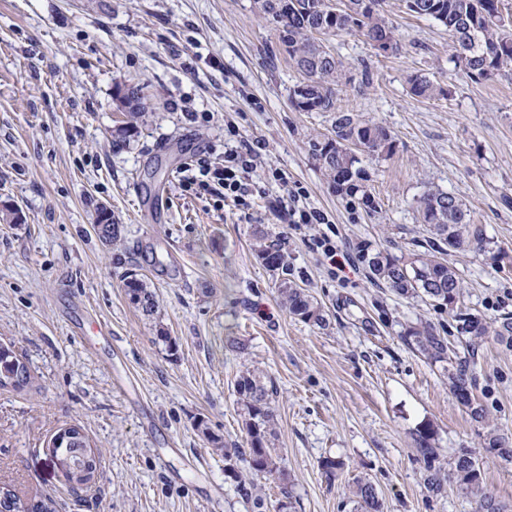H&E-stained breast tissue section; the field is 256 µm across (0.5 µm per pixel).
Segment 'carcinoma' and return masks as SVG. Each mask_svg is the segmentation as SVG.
I'll return each instance as SVG.
<instances>
[{
	"label": "carcinoma",
	"mask_w": 512,
	"mask_h": 512,
	"mask_svg": "<svg viewBox=\"0 0 512 512\" xmlns=\"http://www.w3.org/2000/svg\"><path fill=\"white\" fill-rule=\"evenodd\" d=\"M404 7L419 16L431 18L448 29L452 42L451 61L470 77L490 80L512 71V16L502 13V0H403ZM382 0H349L346 8L336 0H256L258 13L274 25L278 32L279 49L288 55L289 62L303 75L295 84L290 98L298 112H329L331 131L308 141L309 152L318 163L331 187L338 193L354 197L362 193L363 204L374 207V199L363 192L368 180L361 158L352 150L358 140L368 148L370 160L391 155L395 140L383 125L365 120L357 114L344 112L337 106L334 85L341 78L340 62L317 38L319 34L357 32L367 40L393 39L392 28L380 14ZM410 93L432 98L444 93L423 75L408 79ZM120 100L128 110L130 121L116 129L112 147L125 145L135 130L134 119L146 108L144 97L135 85L118 89ZM416 210L421 223L430 234V250L409 257L387 251L361 250L362 262L370 277L388 285L396 294L418 298L440 309L455 310L457 333L465 338L466 351L473 352L479 341L488 335L507 348H512V317L488 322L481 316L456 309L462 283L447 256L453 253L479 250L491 252V241L484 226L473 223L470 209L457 196L429 188L417 199ZM255 254L259 263L272 272L288 269L287 255L281 243L258 229L254 232ZM125 290L136 309L147 317L158 312L153 290L147 288L143 275L132 270L127 273ZM278 294L288 314L304 323L319 327L327 324L322 305L310 292L282 279ZM401 338L412 351L423 356L448 378L452 395L468 391L463 403L472 419L481 422L485 411L474 395L475 384L468 370L467 357L450 347L427 321L404 329ZM17 363L21 367L19 387H25L30 371L14 356L10 348L0 350V373ZM237 404L243 411L245 447H230L209 435L208 427L200 423L199 432L212 445L213 451L224 455L225 472L234 479L253 482L260 477L276 484L280 490L278 512H291L292 495L288 489L282 458L275 448L276 423L274 404L278 390L273 381L253 370L242 372L234 382ZM487 450H498L495 458L512 463V446L496 431L485 436ZM417 460L422 465L424 488L430 496L438 497L448 489L476 504L475 512H506V505L490 492L483 479V463L466 448L456 451L451 467L442 462V450L435 447L426 432L418 434ZM49 463L60 471L72 485L86 482L84 470L67 448H53ZM244 468H239L238 464ZM349 512H383V503L375 483L365 477L354 479L349 488ZM0 512H54L46 499L23 498L12 495L0 503Z\"/></svg>",
	"instance_id": "obj_1"
}]
</instances>
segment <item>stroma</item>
Segmentation results:
<instances>
[{
    "mask_svg": "<svg viewBox=\"0 0 512 512\" xmlns=\"http://www.w3.org/2000/svg\"><path fill=\"white\" fill-rule=\"evenodd\" d=\"M382 8L398 51L379 53L354 33L323 38L342 64L341 109L396 142L366 164L369 210L334 192L310 157L309 137L329 133L332 116L294 110L302 75L254 0H0V201L22 214L0 221V345L32 374L24 389L0 388V485L52 499L57 512H250L207 441L244 443L234 380L250 367L278 387L275 446L293 512H348L358 476L376 483L384 512H472L456 492L424 489L423 427L445 461L470 449L488 489L512 504V465L484 447L491 429L512 438V350L490 336L470 358L486 410L473 421L399 337L425 318L460 347L452 313L375 282L360 258L365 246L420 252L415 201L429 185L462 199L493 249L512 256V76L469 78L449 62L443 26L400 0ZM414 72L445 96L410 94ZM124 85L138 86L149 110L116 150ZM228 120L330 223L294 229L260 173L266 194L246 209L184 188L194 157L223 163ZM99 204L121 226L109 246L93 230ZM258 227L280 240L289 279L321 303L326 327L283 308L277 273L253 251ZM323 234L335 261L312 247ZM448 261L463 281L461 309L489 321L512 314V265L478 251ZM130 269L156 293L157 315L130 302ZM71 425L99 455L87 486L48 462L51 437ZM327 457L344 464L331 480Z\"/></svg>",
    "mask_w": 512,
    "mask_h": 512,
    "instance_id": "1",
    "label": "stroma"
}]
</instances>
